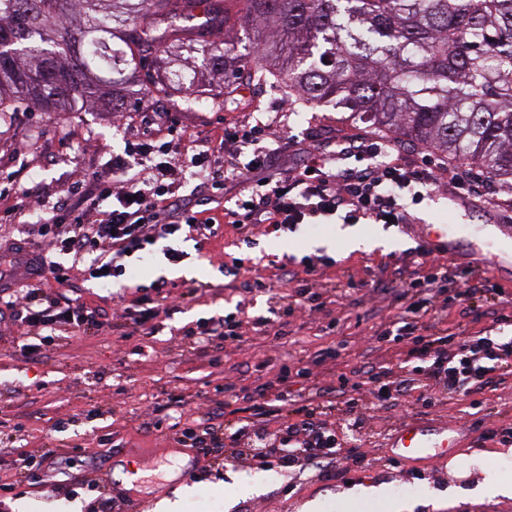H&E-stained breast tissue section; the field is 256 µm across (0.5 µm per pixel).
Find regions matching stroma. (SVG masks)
<instances>
[{
    "mask_svg": "<svg viewBox=\"0 0 512 512\" xmlns=\"http://www.w3.org/2000/svg\"><path fill=\"white\" fill-rule=\"evenodd\" d=\"M198 91L201 104L180 108L178 92L153 89L147 95L152 103L148 111L133 109L120 117L105 105L68 112L27 107L0 117V169L14 173L10 190L0 195V211L35 200L52 208L75 181L92 190L94 176L108 170L113 155L126 142L154 134L165 112L177 113L186 134L199 137L216 156L224 153L227 125L272 123L287 130L288 144L274 154L281 171L302 167L314 151L334 149L339 140L374 135L369 124L342 122L335 112L298 111L273 82L240 83L230 107L224 104L222 82L203 80ZM407 210L413 216L409 224L357 225L371 244L367 250H350L339 222L306 224L290 234L258 237L249 246L229 224L201 244L180 239L178 246L187 254L183 266L198 269L201 288L191 302H172L169 315L159 317L147 336H126L121 314L124 304L139 298L140 287L159 279L183 283L181 266L169 264L163 255V239L152 255L127 258L126 287L104 288L73 270L82 300L105 310L104 326L78 340L59 339L38 362L17 353L19 344L38 342L37 329L16 321L10 311L0 312V483L15 486L0 512H98L92 498L73 496L69 489L72 477L94 482L102 474L117 499L115 512H125L131 501L139 512H154L158 501L184 486L191 493L182 512H192L203 492L208 512H303L311 501L315 512H329L326 502L332 497L340 512H360V491L369 486L387 493L374 501V512H512V498L490 497L476 488L483 478L481 466H500V446L485 434L512 424V370L483 390L481 407L471 408L468 398L459 396L421 417V424L456 430L463 447L450 459L433 456L391 467V439L383 431L410 413L411 406L402 398L369 410V423L379 435L360 445L366 462L339 459V466L349 471L344 480L323 478L316 463L304 460L291 468H263L250 459L214 464L178 443V430L153 426L170 390L183 396L185 416L195 428L227 425L233 411L246 406V394L275 381V370L263 361L276 350L303 359L326 348L339 350V358L315 369L309 383L292 388L299 406L310 399H335L337 374L390 359L388 351H367L365 339L399 315L402 284L418 269L414 249L425 243L431 229L444 233L449 225L460 226L461 234L440 259L474 270L471 298L449 310V324H467L477 335L512 336V326L497 322L500 313L512 314V206L488 213L436 192ZM306 255L332 258L318 281L332 300L321 312L296 314L287 336L275 340L251 331L244 342L227 341L207 350L187 337V329L213 316L231 312L247 324L266 314L265 297L225 288L224 269L234 259H249L253 273L271 278L289 257ZM485 275L502 286V293L480 290L479 279ZM352 280L358 289L338 298ZM331 322L336 325L332 331L327 328ZM228 379L237 384L236 398L224 396ZM50 449L56 453L54 468L29 481L24 459ZM418 470L424 479L415 478ZM245 480L255 484V491L242 489Z\"/></svg>",
    "mask_w": 512,
    "mask_h": 512,
    "instance_id": "1",
    "label": "stroma"
}]
</instances>
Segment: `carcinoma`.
<instances>
[{"mask_svg": "<svg viewBox=\"0 0 512 512\" xmlns=\"http://www.w3.org/2000/svg\"><path fill=\"white\" fill-rule=\"evenodd\" d=\"M214 29L224 43L202 61L225 104L236 80L272 78L304 107L512 182V0H0V112H121L142 91L112 75ZM169 86L192 96L194 70Z\"/></svg>", "mask_w": 512, "mask_h": 512, "instance_id": "obj_1", "label": "carcinoma"}]
</instances>
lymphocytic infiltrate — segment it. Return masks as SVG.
Listing matches in <instances>:
<instances>
[{"instance_id": "f902f5d3", "label": "lymphocytic infiltrate", "mask_w": 512, "mask_h": 512, "mask_svg": "<svg viewBox=\"0 0 512 512\" xmlns=\"http://www.w3.org/2000/svg\"><path fill=\"white\" fill-rule=\"evenodd\" d=\"M162 135L146 143L127 144L123 153L113 155L106 175L97 179L101 198L111 200L109 209L62 206L41 216V235L50 256L42 267L47 277L69 282V269L61 256H91L85 277L101 285L122 284L127 253H150L158 240H167L165 258L179 264L184 251L175 248L174 239L190 236L207 240L217 236L221 223L233 225L244 243H251L254 229L266 225L268 231L293 232L303 224H320L337 218L345 224H405L409 213L404 197L419 201L424 194L445 187L470 204L498 209L497 198L481 192V176L471 171L446 172L435 160L421 166L406 165L385 142L350 139L338 142L333 150L314 152L308 166L281 175L272 167V156L265 142L271 139L269 126L235 124L224 128V155L213 157L186 138L173 115H166ZM195 170L196 176L212 194L224 193L226 183L238 185L239 192L223 217L217 218L179 203L178 164ZM417 254L423 273L405 283L400 294L405 305L397 319L381 324L367 339L371 349L405 345L404 356L369 370H354L337 377L338 401L312 402L297 418H289L291 393L289 379L309 382L314 365L337 359V350L319 352L314 361L288 354L271 357L277 366L279 386L256 387L252 404L243 416L224 432L223 441H210L193 428L182 431L180 441L196 453L219 459L223 448L235 457L251 456L271 467L291 466L282 449L290 448L307 459L333 464L349 446L341 431L323 423L332 413H341L344 423L362 429L363 411L378 409L402 397L411 398L417 414L426 415L456 396L470 397L495 383L500 370L512 366V338L472 336L464 329L448 332L443 328L449 307L463 305L469 291V270L449 274L438 252L421 246ZM299 272L290 274L295 285L296 304L270 308L257 317L254 328L281 337L287 335L289 319L295 310L318 311L326 300L316 285L321 276L317 262L302 257ZM461 280L451 295L437 300L435 289L448 287L449 277ZM449 288V287H448ZM18 306L23 322L40 328L41 346L55 342L58 332L71 330L81 337L102 326L103 315L85 304L68 300L41 302L34 289H26ZM442 328L441 333L418 334L420 320ZM279 418L273 438L260 436L258 428L267 417Z\"/></svg>"}]
</instances>
